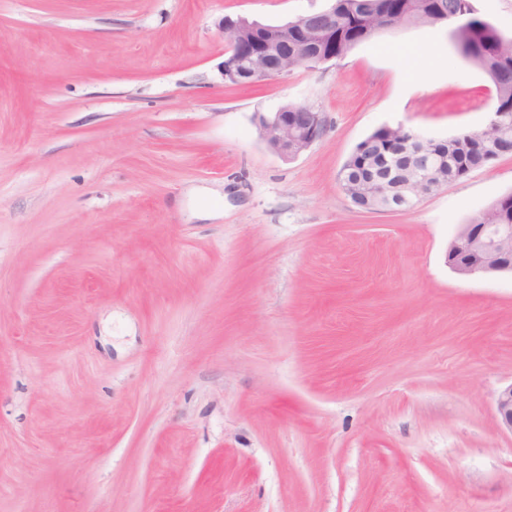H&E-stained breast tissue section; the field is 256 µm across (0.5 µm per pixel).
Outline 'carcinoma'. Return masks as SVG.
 <instances>
[{
    "label": "carcinoma",
    "instance_id": "1",
    "mask_svg": "<svg viewBox=\"0 0 512 512\" xmlns=\"http://www.w3.org/2000/svg\"><path fill=\"white\" fill-rule=\"evenodd\" d=\"M389 0H331L334 17L326 19L316 11L288 22V30L273 32V42L282 47L288 58V69L309 67L321 56L325 46L334 43L347 55L351 48L346 40L357 32L362 41H368L382 32L404 26H443L450 21L466 20L457 32L460 49L472 57V62L493 83L495 111L503 114L502 126L496 139L491 140L484 130L469 132V143L476 149L468 151L465 164L480 168L512 147V36L501 32L481 18L471 0H401L397 14L388 10ZM400 147V138L393 135V127L382 126L362 140L345 161L339 183L342 192L358 207L374 211L385 204L382 188L367 183L362 170L365 157L377 156L388 148ZM471 224H512V193L493 201L473 216Z\"/></svg>",
    "mask_w": 512,
    "mask_h": 512
}]
</instances>
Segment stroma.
Segmentation results:
<instances>
[{"mask_svg":"<svg viewBox=\"0 0 512 512\" xmlns=\"http://www.w3.org/2000/svg\"><path fill=\"white\" fill-rule=\"evenodd\" d=\"M328 0H0V512H512V277L447 264L512 154L406 211L377 128L481 129L446 28L224 82L223 16ZM302 105L292 160L254 115ZM282 109L288 112H281ZM308 110L288 109L286 104L277 112H258L254 121L259 137L283 159L298 157L320 139L324 129L325 120L321 113ZM393 127L395 126H382L362 140L340 171L339 183L342 192L360 208L375 211L381 204H385L382 188L377 183L367 184L362 160L370 156L381 158L389 147H402L399 144L401 139L393 135ZM495 413L499 425L512 432V385L501 390L494 401Z\"/></svg>","mask_w":512,"mask_h":512,"instance_id":"obj_1","label":"stroma"}]
</instances>
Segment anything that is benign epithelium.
Wrapping results in <instances>:
<instances>
[{
    "label": "benign epithelium",
    "mask_w": 512,
    "mask_h": 512,
    "mask_svg": "<svg viewBox=\"0 0 512 512\" xmlns=\"http://www.w3.org/2000/svg\"><path fill=\"white\" fill-rule=\"evenodd\" d=\"M241 16H224V79L239 73L234 35L240 31ZM249 76L258 81L269 76L288 74L285 60L280 58L273 43L255 38L248 45ZM325 120L319 112H290L288 106L277 112L255 116L258 135L266 146L284 159H294L308 150L323 133ZM411 150L418 158H439L433 164H417L403 168L391 165L394 176L385 184L387 197L397 208L406 209L424 195L448 186L440 175L448 164V153L438 154L421 136L412 135ZM448 266L465 277H487L512 274V224H461L448 247ZM499 425L512 433V384L501 390L494 401Z\"/></svg>",
    "instance_id": "benign-epithelium-1"
}]
</instances>
